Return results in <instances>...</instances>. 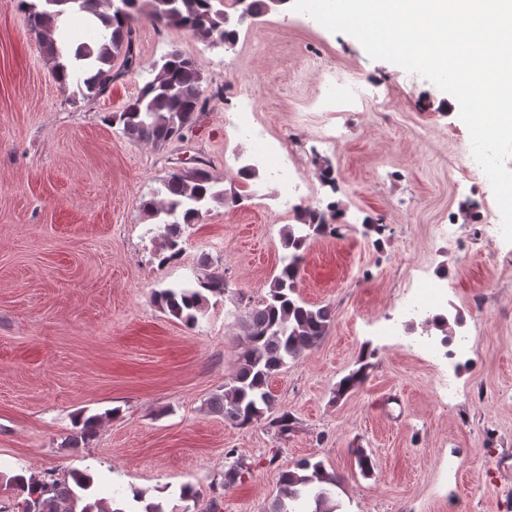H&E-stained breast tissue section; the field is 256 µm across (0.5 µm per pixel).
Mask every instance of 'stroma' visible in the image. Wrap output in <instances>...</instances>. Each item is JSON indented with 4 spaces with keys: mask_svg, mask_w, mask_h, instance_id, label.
I'll use <instances>...</instances> for the list:
<instances>
[{
    "mask_svg": "<svg viewBox=\"0 0 512 512\" xmlns=\"http://www.w3.org/2000/svg\"><path fill=\"white\" fill-rule=\"evenodd\" d=\"M174 49L197 60L213 93L193 133L161 147L124 138L108 115ZM135 51L143 73L121 76L100 99L72 98L19 0H0V461L29 474L86 468L100 494L163 488L164 512H182L186 483L200 493L193 512L214 497L222 512H266L281 470L303 458L342 477L341 512H512V243L481 232L489 179L448 170L470 136L438 108L440 89L286 5L247 20L229 50L142 22ZM334 70L365 85L367 101L328 104ZM243 100L305 177L320 160L333 164L336 186L321 197L347 219L341 236L304 254L298 293L335 318L269 383L278 412L294 419L284 439L268 420L234 428L206 405L234 376L240 319L265 300L285 254L277 185L239 176L254 149L224 125ZM188 158L242 200L187 229L183 252L166 262L140 204ZM468 200L473 218L458 222ZM366 218L382 231H366ZM439 224L456 225L455 239L435 237ZM207 262L223 267L229 291L210 297L191 328L153 293L195 279ZM413 266L446 277L443 311L462 314L473 344L444 403L434 376L447 361L414 351L412 331L377 333L397 315ZM367 344L375 368L335 398ZM81 412L103 415L96 437L62 447ZM355 444L372 458L370 477L349 453ZM229 448L250 469L227 488Z\"/></svg>",
    "mask_w": 512,
    "mask_h": 512,
    "instance_id": "stroma-1",
    "label": "stroma"
}]
</instances>
